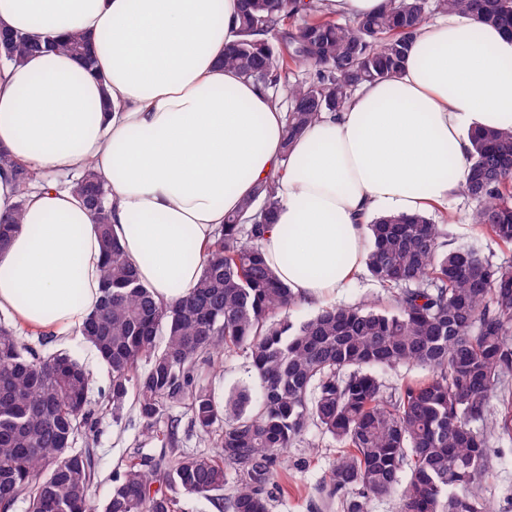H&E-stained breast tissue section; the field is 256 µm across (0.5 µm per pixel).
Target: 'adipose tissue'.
<instances>
[{
	"label": "adipose tissue",
	"mask_w": 512,
	"mask_h": 512,
	"mask_svg": "<svg viewBox=\"0 0 512 512\" xmlns=\"http://www.w3.org/2000/svg\"><path fill=\"white\" fill-rule=\"evenodd\" d=\"M238 0H0V30L89 38L95 71L49 51L0 66V147L46 176L0 249V313L80 335L102 297L99 232L61 175L92 163L112 231L155 300L196 285L203 247L275 182L262 241L303 302L325 305L366 267L375 218L445 207L471 135L512 129V38L451 12L424 24L399 75L365 84L284 148L285 109L223 64Z\"/></svg>",
	"instance_id": "obj_1"
}]
</instances>
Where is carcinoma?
I'll return each mask as SVG.
<instances>
[{
    "label": "carcinoma",
    "instance_id": "1",
    "mask_svg": "<svg viewBox=\"0 0 512 512\" xmlns=\"http://www.w3.org/2000/svg\"><path fill=\"white\" fill-rule=\"evenodd\" d=\"M238 3V40L224 67L287 92L289 141L341 111L359 84L399 74L434 14L466 13L512 33V0H384L378 13L344 23L322 0ZM51 50L94 66L80 33L0 37L6 63ZM2 171L16 201L0 215V246L21 226L37 180L0 150ZM73 185L96 216L104 257L102 298L82 329L110 374L102 396L115 423L133 399L142 434L163 446L116 470L98 507L89 373L74 355L45 351L48 337L25 336L0 315V512L19 502L25 512H178L181 494L220 501L223 512H271L284 453L311 423L339 447L316 491L340 512H368L391 495L398 512H491L489 436L512 437L511 264L469 245L447 248L443 225L423 214L379 217L368 225L366 269L383 294L292 321L285 312L298 301L262 251L278 206L268 184L225 218L190 295L167 305L139 284L112 236L101 177L88 166ZM460 193L473 205L471 223L512 246V130L473 134ZM235 349L260 383L253 407L245 391L218 399L209 382ZM402 365L424 375L385 385L381 374ZM174 407L210 452L175 451Z\"/></svg>",
    "mask_w": 512,
    "mask_h": 512
}]
</instances>
